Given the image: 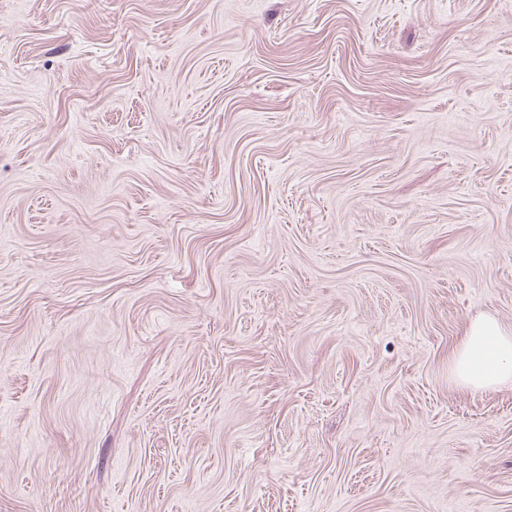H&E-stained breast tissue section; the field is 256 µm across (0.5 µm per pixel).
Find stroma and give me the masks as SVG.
<instances>
[{"label":"stroma","instance_id":"obj_1","mask_svg":"<svg viewBox=\"0 0 512 512\" xmlns=\"http://www.w3.org/2000/svg\"><path fill=\"white\" fill-rule=\"evenodd\" d=\"M512 0H0V512H512ZM450 370L458 384L474 389L490 390L512 380V334L493 318L474 320Z\"/></svg>","mask_w":512,"mask_h":512}]
</instances>
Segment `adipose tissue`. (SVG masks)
I'll return each mask as SVG.
<instances>
[{"mask_svg":"<svg viewBox=\"0 0 512 512\" xmlns=\"http://www.w3.org/2000/svg\"><path fill=\"white\" fill-rule=\"evenodd\" d=\"M450 370L458 384L474 389L490 390L512 380V334L493 318L474 320Z\"/></svg>","mask_w":512,"mask_h":512,"instance_id":"ef3b65f1","label":"adipose tissue"}]
</instances>
